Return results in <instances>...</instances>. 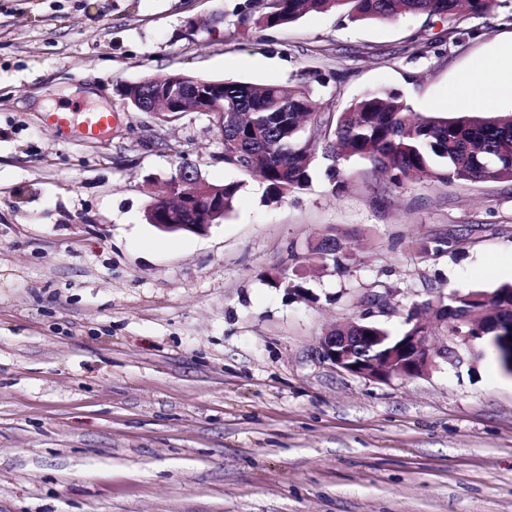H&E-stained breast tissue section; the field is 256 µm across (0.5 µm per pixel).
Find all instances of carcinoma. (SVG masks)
Instances as JSON below:
<instances>
[{"label":"carcinoma","mask_w":512,"mask_h":512,"mask_svg":"<svg viewBox=\"0 0 512 512\" xmlns=\"http://www.w3.org/2000/svg\"><path fill=\"white\" fill-rule=\"evenodd\" d=\"M254 24L264 30L291 24L309 12L338 11L352 21L390 20L407 14L436 17L448 23V36L469 32L468 19L490 13L496 0H261ZM156 87L134 82L120 89L127 100L148 101ZM209 99L190 103L187 112H209L224 102V164L259 174L266 196L278 202L306 189L317 147L331 161L324 171L333 187H342L339 164L368 162L399 187L413 178L444 185L466 182H512V114L423 115L411 110L394 90H373L338 115L319 111L310 81L292 86L227 82L208 90ZM224 189V214L233 211L242 183L216 184ZM326 261L343 269L350 253L337 235Z\"/></svg>","instance_id":"cac0c4a2"}]
</instances>
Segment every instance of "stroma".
Here are the masks:
<instances>
[{
    "label": "stroma",
    "instance_id": "obj_1",
    "mask_svg": "<svg viewBox=\"0 0 512 512\" xmlns=\"http://www.w3.org/2000/svg\"><path fill=\"white\" fill-rule=\"evenodd\" d=\"M257 11L0 0V512H512V375L487 347L388 383L318 353L369 292L399 332L438 291L512 282V183L395 187L352 160L336 193L319 158L306 190L271 204L221 161L207 114L167 123L120 94L176 73L288 86L315 72L324 111L384 88L440 115L475 58L512 44V0L447 41L422 15L264 30ZM417 37L437 45L415 52ZM89 112L112 115L93 137ZM187 163L243 184L203 236L144 218ZM463 224L462 249L426 251ZM331 231L348 271L312 252Z\"/></svg>",
    "mask_w": 512,
    "mask_h": 512
}]
</instances>
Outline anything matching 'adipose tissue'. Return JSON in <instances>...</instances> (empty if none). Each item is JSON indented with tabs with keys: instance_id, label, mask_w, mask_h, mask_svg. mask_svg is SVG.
Masks as SVG:
<instances>
[{
	"instance_id": "obj_1",
	"label": "adipose tissue",
	"mask_w": 512,
	"mask_h": 512,
	"mask_svg": "<svg viewBox=\"0 0 512 512\" xmlns=\"http://www.w3.org/2000/svg\"><path fill=\"white\" fill-rule=\"evenodd\" d=\"M505 61L498 55L475 59L469 74L456 86L452 105L460 111L474 106L492 109L505 101H512V75L504 76Z\"/></svg>"
}]
</instances>
